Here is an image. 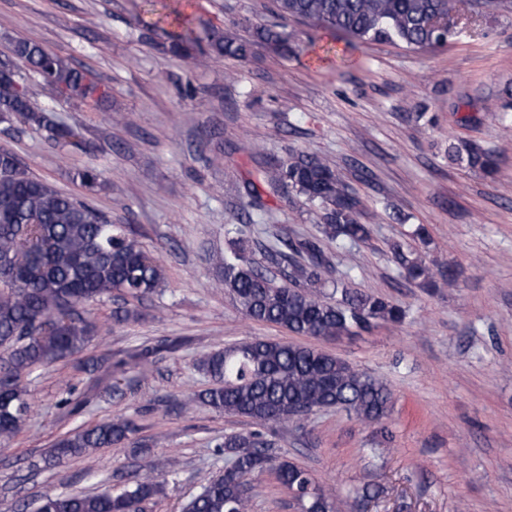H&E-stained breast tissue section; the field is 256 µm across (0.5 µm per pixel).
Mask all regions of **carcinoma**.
I'll return each mask as SVG.
<instances>
[{"label":"carcinoma","mask_w":512,"mask_h":512,"mask_svg":"<svg viewBox=\"0 0 512 512\" xmlns=\"http://www.w3.org/2000/svg\"><path fill=\"white\" fill-rule=\"evenodd\" d=\"M282 20H305L317 28L342 34L348 44L395 43L410 50L433 49L453 35L440 20L458 10L457 0H275ZM258 37L288 52V34L263 27ZM172 48L188 67L203 63L206 54L188 52V33L170 34ZM253 43L230 32L209 35V54L245 58ZM13 55L40 74L67 99L98 100L105 96L89 72L71 67L39 44L19 40ZM0 122L44 126L53 139L82 149L79 133L53 123L34 110L25 92L0 90ZM448 157L472 169L490 170L492 152L473 143L448 148ZM267 186H286L318 207L319 233L336 247H352L370 238L359 221L362 201L342 181L331 163L311 154L262 171ZM85 192L80 198L56 189L27 173L16 157L0 153V443L25 426L32 409L30 391L21 382L39 367L75 356L95 340L92 319L76 313L117 291L140 297L164 280V267L133 237L124 224H114L87 200L101 186L92 166L75 172ZM228 247L220 263L218 284L248 319L274 324L309 338H336L381 323L400 324L407 310L371 292L357 291L343 279L326 277L329 260L318 241L274 235L262 244L270 267L259 264L250 248L249 224L225 232ZM400 277L421 288L437 287L434 273L418 248L409 242L390 245ZM196 371L211 379L204 390L187 394L181 405L203 404L226 415L251 419L262 427L284 426L330 407L343 408L365 424H377L389 413L388 386L366 371L312 346L251 338L200 355ZM140 430L131 417L108 418L66 434L54 444L52 461L81 456L90 450L129 444L139 456L131 484L120 492L45 491L37 512H141L158 497L162 482L155 475L150 445L136 438ZM275 441L258 429L224 435L216 444L224 470L211 477L189 503V512H248L242 492L246 478L269 469L289 487L304 512H344L347 501L321 486L309 470L267 449Z\"/></svg>","instance_id":"obj_1"}]
</instances>
